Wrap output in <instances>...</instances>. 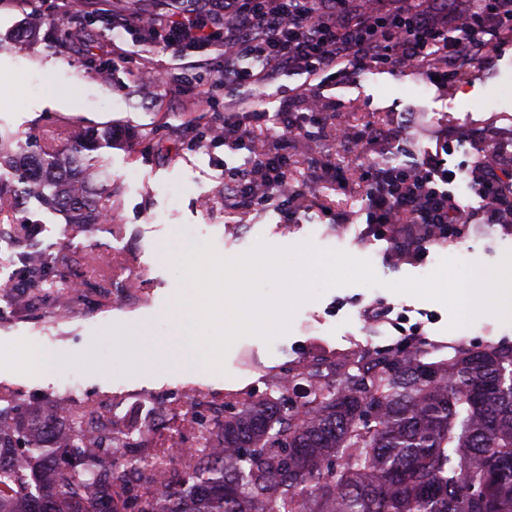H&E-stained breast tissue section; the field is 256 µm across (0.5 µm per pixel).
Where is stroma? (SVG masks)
Returning <instances> with one entry per match:
<instances>
[{
	"label": "stroma",
	"instance_id": "1",
	"mask_svg": "<svg viewBox=\"0 0 512 512\" xmlns=\"http://www.w3.org/2000/svg\"><path fill=\"white\" fill-rule=\"evenodd\" d=\"M102 0H45L43 16L25 9H0V133L19 139L43 129L74 125L153 132L143 139L98 152L99 204L109 220L71 231L64 215L34 199L21 201L13 232L0 237V303L22 297L19 313H0V396L15 415L24 417L68 400L88 410L110 402L112 416L127 429L131 455L140 461L128 483L131 495L153 486L148 450L178 435L183 447L198 448L199 425H212L205 407L196 410L198 425L180 419L188 388L208 400L275 393L289 370L315 357L333 358L355 349H377L405 342L426 345L432 361L448 356L456 343L466 346L512 345V323L483 314L467 327L449 326L442 304L398 295L383 288L349 286L327 291L300 306L286 334L265 341L245 336L229 348L224 371L159 370L147 377L114 366L107 334L120 335L146 325L154 335L167 331L164 313L186 278L175 257L162 250L177 240L195 247L212 241L225 258L249 251L257 242L291 247L305 241L343 249L370 259L376 273L394 281L424 276L439 261L454 258L494 266L512 250V227L460 224L447 240L428 243L424 260L396 256L399 239L422 236L415 224L404 230L367 232L363 212L366 172L374 163L413 166L436 150L435 134L447 130L455 151L449 167L473 164L480 134L492 133L494 150L512 149V44L478 60L466 75L446 88L426 84L419 71L399 74L370 69L346 82L321 89L328 125L305 122L302 134L288 140L293 186L309 185L314 198L304 211L295 201L276 198L266 206L244 208L225 195L224 170L244 166L248 149L230 151L219 131L224 127V91L200 96L197 71L221 70L224 59L211 54L197 67L160 51L151 33L128 35L130 50L165 71L168 95L143 82L136 69L112 60L102 50L111 33L96 12ZM300 75H283L278 85L246 88L267 122L254 140L278 151L275 130L299 118L297 105H285L278 86L303 83ZM373 127L361 154L337 153L330 126ZM136 184H128V172ZM208 195V208L199 198ZM344 216L349 231L338 235L323 206ZM45 278L31 284L33 264ZM78 282L74 301L63 300L66 284ZM39 356L41 368L24 370ZM75 378L77 391L65 383Z\"/></svg>",
	"mask_w": 512,
	"mask_h": 512
}]
</instances>
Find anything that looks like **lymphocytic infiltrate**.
<instances>
[{
    "instance_id": "lymphocytic-infiltrate-1",
    "label": "lymphocytic infiltrate",
    "mask_w": 512,
    "mask_h": 512,
    "mask_svg": "<svg viewBox=\"0 0 512 512\" xmlns=\"http://www.w3.org/2000/svg\"><path fill=\"white\" fill-rule=\"evenodd\" d=\"M349 0H177L167 13L148 21L127 7L111 8L114 58L134 62L125 48V36L147 27L156 42L175 56L203 57L209 51L224 54V70L216 80L224 88V144L244 148L252 130L234 120L232 112L250 108L241 95L245 86L262 87L283 72L303 75L290 89L287 101L302 105L307 115L324 112L314 90L323 74L350 80L368 68L385 66L402 72L422 70L425 78H438L440 86L464 76L469 64L487 57L497 44L512 40V0H482L480 9L456 15L436 11L428 0H364L347 12ZM466 35V42L449 39V26ZM482 149L472 173V188L489 205L479 214L487 224H512V168L487 162ZM232 189L250 205L269 204L288 182L285 154L254 152L245 169H232ZM453 176L439 154L424 155L404 170L376 164L370 169L366 190L368 224H424L447 239L455 224L471 218L447 189Z\"/></svg>"
}]
</instances>
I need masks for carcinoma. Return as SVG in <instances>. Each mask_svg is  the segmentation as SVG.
<instances>
[{
	"label": "carcinoma",
	"instance_id": "obj_1",
	"mask_svg": "<svg viewBox=\"0 0 512 512\" xmlns=\"http://www.w3.org/2000/svg\"><path fill=\"white\" fill-rule=\"evenodd\" d=\"M42 141L26 153L0 135V216L29 196L76 230L100 223L90 152L112 147V131L48 130ZM426 356L411 342L308 362L288 376L307 384L299 404L284 394L224 403L229 415L200 430L175 483L169 442L152 449L163 492L132 504L126 474L112 469L119 421L112 447L93 452L74 413L70 439L48 456L55 421L2 408L0 512H512V346Z\"/></svg>",
	"mask_w": 512,
	"mask_h": 512
}]
</instances>
